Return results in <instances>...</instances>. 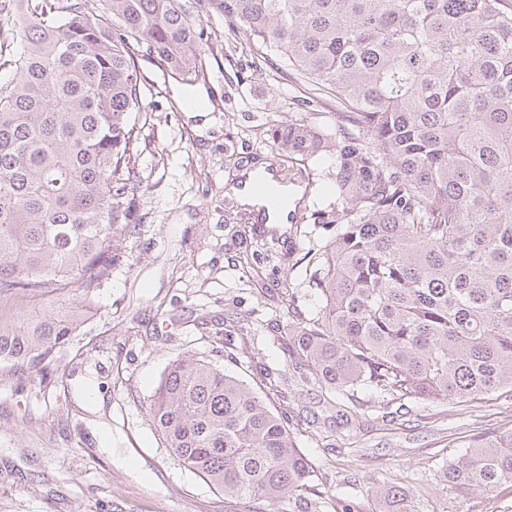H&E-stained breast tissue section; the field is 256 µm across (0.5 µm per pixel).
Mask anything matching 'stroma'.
I'll use <instances>...</instances> for the list:
<instances>
[{
	"label": "stroma",
	"instance_id": "35a3bbf8",
	"mask_svg": "<svg viewBox=\"0 0 512 512\" xmlns=\"http://www.w3.org/2000/svg\"><path fill=\"white\" fill-rule=\"evenodd\" d=\"M180 3L204 30L201 85L209 97L203 111H185L177 99L187 84L139 60L147 121L133 158L143 180L135 198L143 220L134 232L117 230L112 245L120 263L88 296L72 288L0 302V330L87 311L47 367L0 362V512H292L284 501H225L174 460L147 407L168 364L190 351L264 393L260 363L283 361L284 354L269 351L254 324L287 321L292 308L304 317L317 312L319 300L308 291L312 256L340 231L312 218L314 211L337 209L330 160L318 170L319 190L296 207L289 224L261 223L233 188L243 172L262 167L288 181L266 130L303 117L334 133L336 99L313 93L291 71L264 60L208 0ZM228 147L242 158L241 169L227 171ZM238 216L290 256L288 264L264 271L266 294L242 275L245 246L231 224ZM228 314L249 326L217 340L212 327ZM84 377L100 391L97 405L77 388ZM319 393L313 386H283L268 399L273 411L300 418L295 437L314 470L310 499L331 487L362 512H374L377 488L397 484L408 490L412 512H512V482L464 496L440 480L443 467L465 454L475 436L506 429L512 396L497 393L456 411L445 401L409 402L404 415L389 420L380 418L374 395L360 389L343 425L320 404Z\"/></svg>",
	"mask_w": 512,
	"mask_h": 512
}]
</instances>
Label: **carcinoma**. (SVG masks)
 <instances>
[{
    "label": "carcinoma",
    "mask_w": 512,
    "mask_h": 512,
    "mask_svg": "<svg viewBox=\"0 0 512 512\" xmlns=\"http://www.w3.org/2000/svg\"><path fill=\"white\" fill-rule=\"evenodd\" d=\"M0 39V298L93 293L119 260L115 226L140 223L132 164L137 60L192 85L204 31L178 0H25ZM224 22L319 90L336 93V134L292 119L268 139L310 165L333 160L342 230L318 256L311 318H288V367L349 418L367 388L388 404L478 400L512 389V4L508 0H209ZM264 253L261 241L242 267ZM83 311L0 333V360L37 367ZM147 415L174 458L232 501L310 512L313 470L290 416L189 352L161 375ZM443 482L467 495L512 482V428L477 439ZM407 492L376 491L378 512Z\"/></svg>",
    "instance_id": "carcinoma-1"
}]
</instances>
